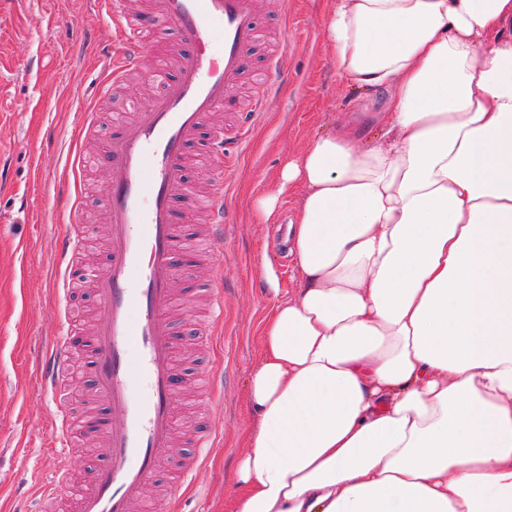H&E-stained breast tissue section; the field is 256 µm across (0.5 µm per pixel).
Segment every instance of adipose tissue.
I'll list each match as a JSON object with an SVG mask.
<instances>
[{
    "label": "adipose tissue",
    "mask_w": 512,
    "mask_h": 512,
    "mask_svg": "<svg viewBox=\"0 0 512 512\" xmlns=\"http://www.w3.org/2000/svg\"><path fill=\"white\" fill-rule=\"evenodd\" d=\"M382 134L319 135L284 191L299 292L259 336L227 512H512V0H329Z\"/></svg>",
    "instance_id": "obj_1"
}]
</instances>
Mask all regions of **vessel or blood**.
Segmentation results:
<instances>
[{
    "label": "vessel or blood",
    "instance_id": "vessel-or-blood-1",
    "mask_svg": "<svg viewBox=\"0 0 512 512\" xmlns=\"http://www.w3.org/2000/svg\"><path fill=\"white\" fill-rule=\"evenodd\" d=\"M98 3L111 20L114 44L97 97L123 89L133 75L162 90L113 123L99 159L109 183V249L105 268L95 276L98 316L86 369L101 397L90 423L96 433L105 434L106 448L93 482L76 495V512H138L173 445L174 404L185 384L174 361L169 309L179 275L180 222L191 185L186 156L194 144L206 140L212 181L205 197L209 235L213 247L221 248L230 221L224 170L238 160L267 105L258 96L242 108L227 93L253 70L262 26L259 0H154L148 12L131 11L128 0ZM162 27L177 33L181 48L170 75L150 61V48ZM220 108L236 113L234 135L205 132L208 116ZM84 166L76 161L72 181L57 189V200L71 219L56 244V265L67 277L92 234L75 220ZM209 293L211 320L199 332L214 336L223 325V283L212 284ZM73 327L72 315H65L38 372V383L55 406L54 448L64 464L76 447L69 403L60 391L62 373L73 366Z\"/></svg>",
    "mask_w": 512,
    "mask_h": 512
}]
</instances>
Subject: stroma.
Returning <instances> with one entry per match:
<instances>
[{
	"mask_svg": "<svg viewBox=\"0 0 512 512\" xmlns=\"http://www.w3.org/2000/svg\"><path fill=\"white\" fill-rule=\"evenodd\" d=\"M327 6L328 0H262L267 29L288 30L281 62L290 77L272 92L238 165L224 172L233 221L224 227L222 261L211 258L193 213L183 214L189 243L183 257L190 265L176 293V361L193 374L212 358L222 359L224 399L207 401L195 386L177 398L173 447L150 495L157 503L178 498L177 512H224L225 500L234 494L260 328L276 299L296 295L300 286L292 258L275 243L293 214L294 197L284 196L276 220L267 224L258 222L254 199L273 189L287 157L317 135L342 126L360 128L372 140L379 135L373 118L387 94L360 92L337 75L323 32ZM86 40L112 46L110 21L96 0H0V512H41L39 487L55 474L57 459L53 404L37 384L36 367L64 307L74 310L82 334L92 326L91 287L74 285L66 297L57 291L56 242L69 219L53 206L56 190L71 178L78 154L102 148L114 114L128 109L127 97L153 94L145 83L133 82L125 100L96 102L87 88L103 75L105 59L85 53ZM91 112L97 124L89 130ZM92 183L79 218L96 236L77 259L80 273L102 265L108 245L105 169L96 170ZM268 265L278 278L275 294L263 279ZM219 275L224 320L212 348L195 329L209 280ZM208 423L220 434L193 486L176 488L167 478L191 453L185 435Z\"/></svg>",
	"mask_w": 512,
	"mask_h": 512,
	"instance_id": "35a3bbf8",
	"label": "stroma"
}]
</instances>
